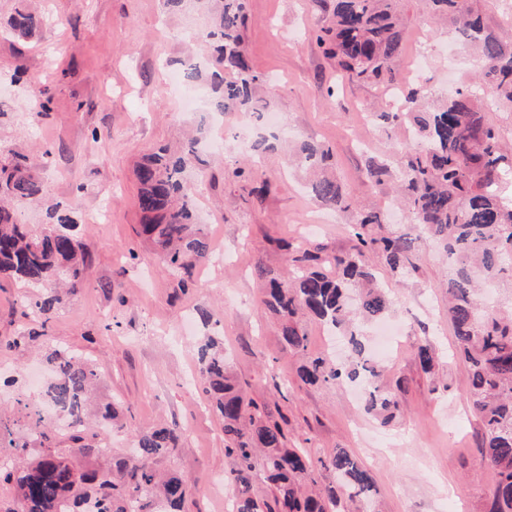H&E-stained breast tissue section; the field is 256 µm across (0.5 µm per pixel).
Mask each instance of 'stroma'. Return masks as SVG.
I'll return each mask as SVG.
<instances>
[{
	"label": "stroma",
	"mask_w": 512,
	"mask_h": 512,
	"mask_svg": "<svg viewBox=\"0 0 512 512\" xmlns=\"http://www.w3.org/2000/svg\"><path fill=\"white\" fill-rule=\"evenodd\" d=\"M318 2L248 0L244 32L252 70L274 84L272 109L289 143L313 139L328 148L339 183L357 202L356 210L333 213L331 223L307 234L303 226L319 206L286 151L252 156L234 136L249 123L247 114L214 111L205 88L187 110L167 89L169 73L190 57L203 64V76L214 69L210 46L185 37L204 25L201 13H167L164 0H0V156L36 158L44 185L41 199L15 203V218L37 235L52 207H68L89 255L83 281L46 321L26 305L33 289L0 278V383L6 369L38 364L44 342L70 347L95 368L100 395L121 408L120 425L99 432L97 443L120 454L141 433L178 427L172 465L189 480L183 512H224L223 495L210 489L231 469L223 424L186 378L200 342L211 336L223 342L226 367L247 396L269 415L287 416L296 445L315 458L344 448L358 460L372 481L375 512H484L495 475L481 463L468 370L454 354L443 287L450 266L433 242H422L419 269L405 278L392 277L382 256L373 258L393 302L388 318L407 331L400 353L383 366L385 382L403 386L390 425L367 414L349 386L302 383L303 355L283 348L276 319L260 303L256 268L286 270L281 241L348 253L357 210L395 206L394 180L375 182L366 166L372 159L397 165L398 149L414 138L401 122L362 124L364 105L394 111L398 104L382 86L337 74L313 38L324 22ZM21 8L41 13L46 26L28 38L11 33L9 20ZM399 11L406 28L402 75L423 51L428 68L419 80L432 86V100L470 82L473 66L425 0H401ZM44 91L49 112L33 129L26 115ZM212 127L224 130L223 151L199 149L186 177L196 192V222L224 258L197 266L182 289L179 272L137 233L135 166L144 153L205 137ZM240 166L250 181L235 177ZM104 205L110 217L102 224ZM202 310L212 312L214 324L178 335L182 320ZM426 342L437 354L430 374L416 356ZM33 399L19 383L0 393V416L15 438L35 435Z\"/></svg>",
	"instance_id": "obj_1"
}]
</instances>
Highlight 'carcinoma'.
Masks as SVG:
<instances>
[{"instance_id": "carcinoma-1", "label": "carcinoma", "mask_w": 512, "mask_h": 512, "mask_svg": "<svg viewBox=\"0 0 512 512\" xmlns=\"http://www.w3.org/2000/svg\"><path fill=\"white\" fill-rule=\"evenodd\" d=\"M210 13L211 24L203 39L216 53L224 79L212 87L220 112H245L261 119L269 99L260 95L267 81L251 70L243 47L242 28L247 20V0H195ZM400 0H321L325 25L316 41L336 70L348 80L397 86V61L404 39V24L397 9ZM433 14L455 27L462 42L480 61L479 85L456 90L434 107L422 105L421 89L403 90L406 111L380 112L386 124L401 120L415 128L420 147L401 154V167L371 160L367 174L379 182L395 175L403 188L402 201L410 223L442 245L455 262L446 280L448 316L456 349L468 368L469 395L481 430L482 460L495 470L486 512H512V317L485 306L480 283L512 282V206L490 188L512 170L501 152L498 137L485 121L481 91L492 92L494 104L512 111V36L489 29L468 0H426ZM9 25L20 37L35 34L43 17L18 9ZM192 139L178 156L162 149L138 165L140 233L162 259L186 272L207 261L211 244L193 220L192 191L184 172L195 155ZM329 150L315 140L304 141L296 161L315 179L313 199L321 206L347 212L352 197L336 178L327 174ZM43 183L30 173L28 159L17 155L0 160V277L40 289L28 304L36 315L62 306L67 292L63 283L82 280L87 254L70 234L76 224L72 211L57 206L49 212L50 224L33 236L13 220L4 200H35ZM382 224L379 213L359 214L353 225L354 252L334 255L321 247L291 250L292 273L284 277L271 268L258 269L265 281L261 304L280 319L282 342L296 353L307 349V336L295 320L306 310L331 330L348 337L352 360L335 365L327 359L307 357L297 370L309 385H335L360 381L368 386L364 409L389 423L400 404L399 391L375 384L377 367L368 357L364 340L352 317L377 320L388 314L392 302L369 263L371 252L380 253L390 274L409 275L418 270V251L410 234H374ZM50 377L47 393L56 410L75 415L70 444L56 448L42 441L31 448L13 438L0 424V440L9 438L16 453L10 467H0V486L11 488L18 508L8 512H179L189 480L179 472H163L159 465L171 461L181 433L161 427L138 436L135 448L114 455L108 467L99 465L105 449L91 443L85 409L97 381L93 366L72 350L52 346L44 356ZM200 382L210 405L224 424V453L233 462L229 481L236 491L234 512H344V502L369 497L371 479L343 448L325 458H313L305 449L288 446V432L271 419L257 402L245 400L224 367V355L210 337L198 350ZM117 417L113 403L99 408L97 427L112 425ZM329 472L336 483L322 485L317 476ZM266 487L254 490L255 476Z\"/></svg>"}]
</instances>
